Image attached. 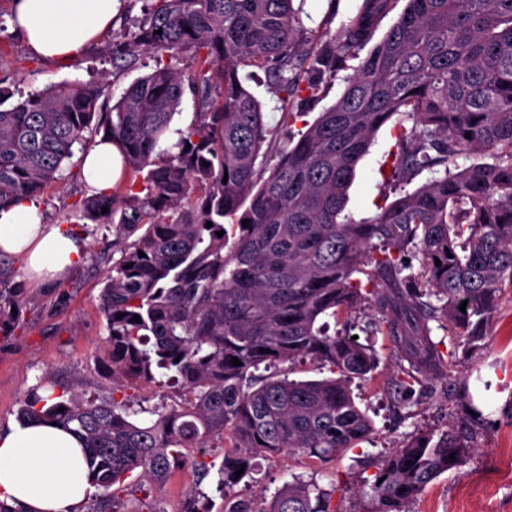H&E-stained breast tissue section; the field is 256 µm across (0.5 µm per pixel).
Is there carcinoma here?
Here are the masks:
<instances>
[{
	"instance_id": "carcinoma-1",
	"label": "carcinoma",
	"mask_w": 512,
	"mask_h": 512,
	"mask_svg": "<svg viewBox=\"0 0 512 512\" xmlns=\"http://www.w3.org/2000/svg\"><path fill=\"white\" fill-rule=\"evenodd\" d=\"M293 2L156 0L122 53H151L156 67L110 109L101 102L108 85L95 80L63 82L9 106L13 93L0 87V209L37 199L76 145L90 147L85 133L101 129L119 149L115 189L79 208L89 220L104 207L121 211L120 258L101 293L112 392L129 381L155 383L161 370L191 395L147 420L132 418L127 400L114 396L52 392L24 402L21 425L56 422L84 443L102 490L92 512H115L137 470L162 485L182 449L214 438L230 440L232 451L218 467L201 459L195 468L201 478L217 469L220 492L258 456L328 461L356 447L372 422L351 383L377 368L378 354L352 339L350 322L331 335L323 318L365 306L378 314L402 410L416 404L415 387L424 392L448 378L432 323L479 342L504 283L512 285V0H406L341 96L265 177L255 162L268 130L238 67L262 70L285 102L308 99L325 71L373 40L397 0H361L342 35L315 55L304 53L308 37ZM186 85L200 112L173 154L161 145ZM397 113L406 121L401 178L434 167L443 176L358 220L346 212L356 165ZM469 152L492 162L449 169ZM375 238L382 249L370 257ZM410 253L420 257L417 273ZM25 304L0 253V329ZM303 359L330 366L333 377L256 374L262 364ZM466 448L448 432L436 439L422 431L374 461L369 512H410L429 483L461 466ZM261 512H333L331 494L294 480Z\"/></svg>"
}]
</instances>
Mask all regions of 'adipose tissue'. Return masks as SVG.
<instances>
[{
  "label": "adipose tissue",
  "mask_w": 512,
  "mask_h": 512,
  "mask_svg": "<svg viewBox=\"0 0 512 512\" xmlns=\"http://www.w3.org/2000/svg\"><path fill=\"white\" fill-rule=\"evenodd\" d=\"M126 0H11V23L29 51L51 62L82 55L109 30ZM82 176L92 193H109L121 176L112 144L96 143ZM36 202L21 199L0 211V251L18 257L33 284L76 266L81 248L60 224H46ZM92 491L82 444L59 426L33 422L0 432V500L23 512H77Z\"/></svg>",
  "instance_id": "1"
}]
</instances>
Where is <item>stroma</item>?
Masks as SVG:
<instances>
[{
  "instance_id": "obj_1",
  "label": "stroma",
  "mask_w": 512,
  "mask_h": 512,
  "mask_svg": "<svg viewBox=\"0 0 512 512\" xmlns=\"http://www.w3.org/2000/svg\"><path fill=\"white\" fill-rule=\"evenodd\" d=\"M145 0H128L112 29L82 56L62 62H45L34 56L9 24L10 0H0V86L14 94H28L65 81H88L107 76L113 99L155 68L152 55L137 57L134 64L116 69L110 61L113 43L122 41L142 16ZM358 0H304L301 25L310 34L311 49H318L325 35H337L355 16ZM367 49L347 58L334 77L325 78L316 97L302 104L304 120L291 126L299 137L306 124L341 96ZM243 86L260 102L270 137L283 141L282 112L288 105L272 92L263 71L239 70ZM398 118H391L375 135L368 152L359 160L348 191V212L370 218L382 206L434 179L426 170L411 182L394 177L397 164ZM82 149H75L61 168L60 180L48 185L37 202L45 221L70 229L83 244L81 258L67 276L39 286L32 285L18 258L10 260L11 284L27 294L22 322L0 333V431L17 425L18 410L32 394L50 389L78 392L89 398L112 394V360L106 347L107 321L100 311V293L113 263L119 258L112 246L111 218L79 219L75 209L90 192L80 175ZM443 354L452 355L450 377L430 383L410 418L394 412L387 385L396 372L383 335L359 332L361 343L377 350L380 363L371 380H354L356 404L373 423L367 440L332 460L320 461L299 454L281 453L257 462L256 472L236 485L217 491L214 477L198 480L192 466L197 449L188 448L176 464L161 492L133 486L124 496L126 512H143L160 501L166 512H182L192 490H199L198 512H225L229 504L250 501L259 512L284 482L299 477L316 481L332 495L336 512H367L368 486L373 478L369 460L403 445L419 430L468 432L471 454L455 469L432 481L410 505L411 512H512V287L503 286L488 334L478 348L465 346L463 338L435 330ZM478 408L481 419L470 410Z\"/></svg>"
}]
</instances>
